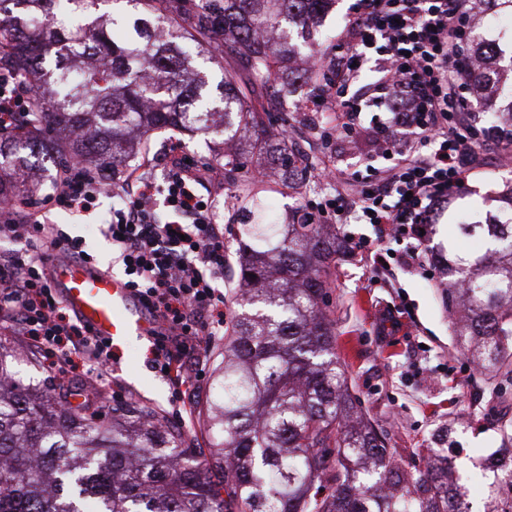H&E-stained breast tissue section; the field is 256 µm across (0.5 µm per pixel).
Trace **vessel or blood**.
<instances>
[{
	"label": "vessel or blood",
	"instance_id": "b4317fda",
	"mask_svg": "<svg viewBox=\"0 0 512 512\" xmlns=\"http://www.w3.org/2000/svg\"><path fill=\"white\" fill-rule=\"evenodd\" d=\"M53 288L65 305L94 335L122 345L129 336L152 338L157 329L134 298L125 280L89 263L55 260L50 265Z\"/></svg>",
	"mask_w": 512,
	"mask_h": 512
}]
</instances>
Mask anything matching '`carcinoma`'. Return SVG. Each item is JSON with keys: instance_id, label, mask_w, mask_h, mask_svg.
Returning a JSON list of instances; mask_svg holds the SVG:
<instances>
[{"instance_id": "1", "label": "carcinoma", "mask_w": 512, "mask_h": 512, "mask_svg": "<svg viewBox=\"0 0 512 512\" xmlns=\"http://www.w3.org/2000/svg\"><path fill=\"white\" fill-rule=\"evenodd\" d=\"M113 1L118 7L101 10ZM332 0H0V65L37 88L8 142L0 172L36 154L64 167L117 166L135 140L167 127L220 134L248 145L210 162L232 175L248 153L286 174L301 157L288 140L268 142L254 87L237 70L218 83L203 67L216 49L255 79L294 82L312 28ZM481 52L512 73V55ZM48 131L28 136L29 125ZM28 182L0 180L1 200H23ZM235 255L241 306L224 336L210 394L198 411L202 437L136 401L107 405L82 391L55 396L16 384L0 351V512H467L445 449L425 468L391 460L364 420L336 356L326 307L332 266L348 241L328 224H275L249 189ZM484 252L448 254L454 335L480 371L512 374V217L457 225ZM256 278H250V275ZM512 433L494 456L496 483L512 492Z\"/></svg>"}]
</instances>
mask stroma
Here are the masks:
<instances>
[{
  "mask_svg": "<svg viewBox=\"0 0 512 512\" xmlns=\"http://www.w3.org/2000/svg\"><path fill=\"white\" fill-rule=\"evenodd\" d=\"M355 4L356 0H336L320 22L316 34L320 67L335 58ZM477 34L511 51L512 0H484L473 29L466 32L470 38ZM254 98L258 110L268 115L267 139L287 138L289 147L305 159L307 171L295 190L279 176L259 182L252 173L267 169L268 164L257 155L235 176L222 175L199 185V194L213 201L231 257L224 272V321L228 324L238 310L234 291L239 270L232 257L239 224L236 203L244 185L261 191L270 212L284 224L289 215L335 194L338 184L320 178L321 167H336L343 180L358 189L372 179L374 168L385 164L374 154L372 136L382 121L371 113H362L364 130L354 141L329 144L323 135L336 124L335 104L317 95L312 84H296L286 96L259 86ZM217 147L210 137L156 132L128 165L116 168L115 175L123 177L127 169L148 163L160 183L170 158H187L199 166ZM502 154V148L492 144L481 149L480 176L469 181L440 217L427 249L444 254L467 247V240L454 228L460 214L482 215L501 207L502 196L512 193V168L502 167ZM120 202V195L103 196L84 215L50 209L46 216L50 223L67 225L71 233L84 237L99 267L118 276L122 269L113 265L100 226L110 208ZM340 231L349 237L351 249L336 264L335 283L326 301L334 321L336 354L347 372L351 393L365 418L384 436L394 460L406 469L424 467L430 449L439 445V435L447 434L454 478L470 490L469 512H486L487 496L474 493L473 487L491 485L496 479L495 472L483 464L502 444V420L512 421V382L479 373L457 346L439 288L441 274L429 266L409 268L399 262L411 248V240L380 224L351 222L341 225ZM113 358L107 394L157 407L177 427L198 428L197 420L180 414L172 382L152 371L150 341L129 339L115 348Z\"/></svg>",
  "mask_w": 512,
  "mask_h": 512,
  "instance_id": "1",
  "label": "stroma"
}]
</instances>
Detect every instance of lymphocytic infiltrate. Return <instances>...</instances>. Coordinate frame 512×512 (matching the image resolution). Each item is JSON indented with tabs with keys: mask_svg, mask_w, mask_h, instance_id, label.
Masks as SVG:
<instances>
[{
	"mask_svg": "<svg viewBox=\"0 0 512 512\" xmlns=\"http://www.w3.org/2000/svg\"><path fill=\"white\" fill-rule=\"evenodd\" d=\"M472 19V0H358L348 52L330 65L336 109L351 117L337 124L336 135L353 131L360 104H382L392 133L387 150L399 161L355 195L325 200L316 214L321 223L353 215L425 243L426 228L474 175L484 143H512L511 128L478 127L458 93L476 74L473 63L461 59ZM369 64L381 83L367 94L356 82ZM20 87L11 69L0 70L2 135L29 107ZM205 176L179 158L171 159L161 185L144 169L126 173L124 199L102 230L135 298L159 325L151 366L167 372L180 400L198 388L185 367L202 361L224 337V293L216 286L226 263L224 227L197 191ZM107 183L106 175L89 174L74 162L56 178L46 205L0 204V324L40 353L58 355L62 364L81 361L83 374L102 383L109 379L111 341L92 335L48 276L58 257L83 260L86 242L42 216L49 205L73 215L90 211ZM159 201L161 218L155 214Z\"/></svg>",
	"mask_w": 512,
	"mask_h": 512,
	"instance_id": "obj_1",
	"label": "lymphocytic infiltrate"
}]
</instances>
